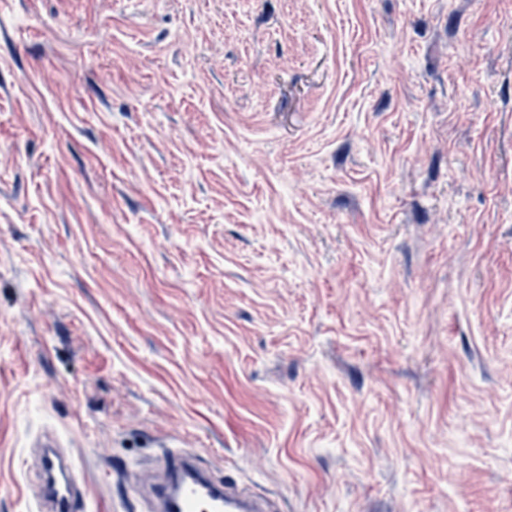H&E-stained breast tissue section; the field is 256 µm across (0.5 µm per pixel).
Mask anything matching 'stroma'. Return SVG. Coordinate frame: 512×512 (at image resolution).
I'll return each mask as SVG.
<instances>
[{
    "label": "stroma",
    "mask_w": 512,
    "mask_h": 512,
    "mask_svg": "<svg viewBox=\"0 0 512 512\" xmlns=\"http://www.w3.org/2000/svg\"><path fill=\"white\" fill-rule=\"evenodd\" d=\"M48 433L512 512V0H0V512Z\"/></svg>",
    "instance_id": "obj_1"
}]
</instances>
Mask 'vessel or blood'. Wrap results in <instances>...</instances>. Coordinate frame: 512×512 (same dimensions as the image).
<instances>
[{"instance_id": "1", "label": "vessel or blood", "mask_w": 512, "mask_h": 512, "mask_svg": "<svg viewBox=\"0 0 512 512\" xmlns=\"http://www.w3.org/2000/svg\"><path fill=\"white\" fill-rule=\"evenodd\" d=\"M157 465L165 475L154 488L157 512H168V499L174 491L179 494L180 512H262L252 499L198 475L179 445L164 446ZM39 469L36 512H87L86 501L77 494L72 457L59 452L55 443L45 442Z\"/></svg>"}]
</instances>
